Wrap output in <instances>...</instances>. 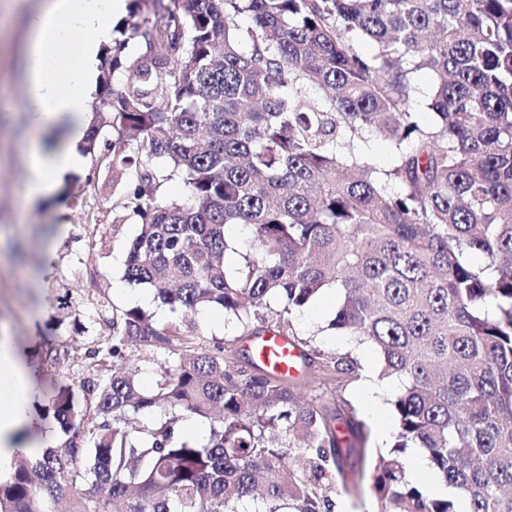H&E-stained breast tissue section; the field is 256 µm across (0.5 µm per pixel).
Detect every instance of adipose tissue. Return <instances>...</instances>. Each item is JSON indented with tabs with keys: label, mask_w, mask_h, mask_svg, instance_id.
<instances>
[{
	"label": "adipose tissue",
	"mask_w": 512,
	"mask_h": 512,
	"mask_svg": "<svg viewBox=\"0 0 512 512\" xmlns=\"http://www.w3.org/2000/svg\"><path fill=\"white\" fill-rule=\"evenodd\" d=\"M126 0H44L28 21L22 70L30 102L29 124L40 131L58 125L65 141L52 151L33 144L27 157L28 194H50L62 177L84 163L75 145L87 130L98 52L112 39V17ZM43 384L22 349L0 341V470L16 452L20 429L29 433L27 448H44L54 440L51 424L34 419L31 405Z\"/></svg>",
	"instance_id": "ef3b65f1"
}]
</instances>
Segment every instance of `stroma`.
I'll list each match as a JSON object with an SVG mask.
<instances>
[{
    "label": "stroma",
    "instance_id": "obj_1",
    "mask_svg": "<svg viewBox=\"0 0 512 512\" xmlns=\"http://www.w3.org/2000/svg\"><path fill=\"white\" fill-rule=\"evenodd\" d=\"M40 5L41 0H0V336L27 350L38 369L45 389L32 412L49 422L52 382L70 384L77 407L86 405L81 388L88 375L85 352L109 333L96 315L100 292H107L116 307L133 304L135 289L122 275L138 226L116 221L112 204L124 190L113 187L109 162L99 155L86 156L84 167L68 173L54 193L26 199L31 145L46 146L58 138L52 129L32 132L21 70L28 20ZM338 303L336 289H325L290 322L297 337L312 347L350 354L357 372L342 376L323 367L304 373L294 385L306 400L363 423L365 447H356L348 434L341 443L346 481L357 492L339 491L333 499L345 512H373L371 474L394 443L391 401L398 385L378 383L376 395H369L362 371L379 372L380 356L371 343L331 329ZM195 326L204 344L217 339L237 360L247 357V333L225 322L222 311H200ZM51 346L63 352L58 361L47 357Z\"/></svg>",
    "mask_w": 512,
    "mask_h": 512
}]
</instances>
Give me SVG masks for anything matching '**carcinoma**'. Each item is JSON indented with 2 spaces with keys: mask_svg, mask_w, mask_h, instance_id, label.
Segmentation results:
<instances>
[{
  "mask_svg": "<svg viewBox=\"0 0 512 512\" xmlns=\"http://www.w3.org/2000/svg\"><path fill=\"white\" fill-rule=\"evenodd\" d=\"M101 65L103 99L82 150L112 128L113 209L139 224L123 279L178 315L117 309L87 350L91 415L51 399L60 445L0 480V512H333L342 474L335 419L256 362L190 333L218 307L257 336L326 288L331 327L370 342L401 389L391 454L374 468L378 512H458L406 478L419 448L467 512H512V0H152ZM361 40L374 50H357ZM131 42L140 51L129 54ZM131 72L116 85L114 73ZM434 84L420 121L414 74ZM325 92L316 102L310 91ZM392 146L377 168L367 134ZM179 177L182 199L161 194ZM250 240L239 251L226 236ZM480 253L487 263L473 264ZM159 361L143 389L115 367ZM356 372L347 354L326 358ZM159 414L151 427L135 417ZM206 442L179 441L184 416ZM89 417L87 439L70 434ZM139 358L141 359L138 360ZM117 364H130L137 367V378L140 384L145 388H148L153 383L155 372L158 369L156 361H153L152 359L149 360L147 355L141 354L139 351L134 349L129 355H127L125 360L117 362Z\"/></svg>",
  "mask_w": 512,
  "mask_h": 512,
  "instance_id": "carcinoma-1",
  "label": "carcinoma"
}]
</instances>
